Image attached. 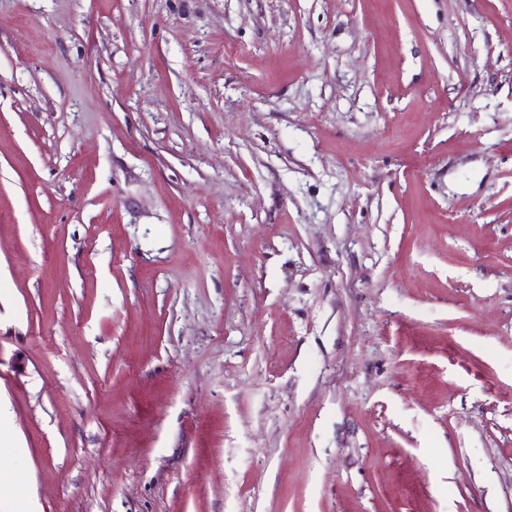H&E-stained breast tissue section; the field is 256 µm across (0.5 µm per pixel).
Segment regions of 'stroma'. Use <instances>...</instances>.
I'll return each instance as SVG.
<instances>
[{"mask_svg":"<svg viewBox=\"0 0 512 512\" xmlns=\"http://www.w3.org/2000/svg\"><path fill=\"white\" fill-rule=\"evenodd\" d=\"M0 404L37 512H512V0H0Z\"/></svg>","mask_w":512,"mask_h":512,"instance_id":"1","label":"stroma"}]
</instances>
